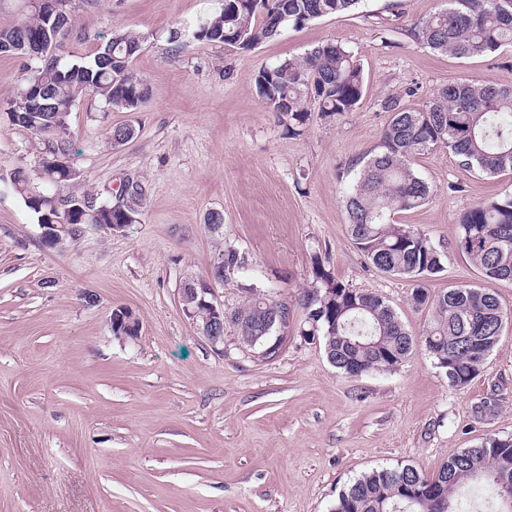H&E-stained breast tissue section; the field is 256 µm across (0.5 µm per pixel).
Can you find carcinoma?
I'll list each match as a JSON object with an SVG mask.
<instances>
[{
    "label": "carcinoma",
    "instance_id": "cac0c4a2",
    "mask_svg": "<svg viewBox=\"0 0 512 512\" xmlns=\"http://www.w3.org/2000/svg\"><path fill=\"white\" fill-rule=\"evenodd\" d=\"M359 0H273L262 11L227 0L224 10L207 19L195 38L224 43V34L239 33L232 46L252 51L277 36L288 24L301 27L326 16L349 12ZM414 36L431 49L457 57H480L512 46V0H448V8L418 21ZM73 20L57 29L39 10H32L16 26L0 30V54L16 58L42 43L56 51L54 59H30L24 86H36L46 108L25 112L19 95L6 103L9 122L45 140L40 177L56 189L76 179L71 166L68 136L71 107L86 93L99 96L113 109L135 112L151 97L148 83L132 69L143 37L115 29L89 61L64 62L57 55L69 38L82 39ZM259 97L276 110L288 100V132L297 135L307 126L312 108L323 119L335 120L354 110L364 93L362 68L354 53L340 42L319 44L300 59H288L259 69L255 79ZM390 120L378 144L361 157V169L346 194L348 233L354 246L377 270L419 282L413 304L431 310L422 334L424 346L437 368L448 374V385L464 388L480 373L487 356L498 346L505 312L495 292L486 288H451L432 295L420 281L443 271V251L395 214L429 202L431 187L419 176L414 161L438 146L447 147L461 166L489 176L512 173V88L481 82L453 84L442 89L429 105L411 108L402 97L384 102ZM12 189L37 216L52 224L64 215L54 194L36 192L24 170L14 173ZM86 212L73 224H134L138 200L123 207L83 196ZM457 251L488 281L512 282V197L487 199L465 211L458 221ZM224 261V277L249 271L248 258L235 248L217 254ZM315 286L302 297L305 322L300 336L318 337L327 358L348 377L371 371L397 370L410 355L415 338L393 308L380 296L347 287L315 263ZM249 296L224 310V325L249 348H264L259 324L275 327L282 316L278 300L246 289ZM512 438L489 436L472 448L448 458L427 476L409 464L373 469L343 490L331 512H462L459 491L468 485L489 490L494 512H512Z\"/></svg>",
    "mask_w": 512,
    "mask_h": 512
}]
</instances>
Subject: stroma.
<instances>
[{"instance_id": "1", "label": "stroma", "mask_w": 512, "mask_h": 512, "mask_svg": "<svg viewBox=\"0 0 512 512\" xmlns=\"http://www.w3.org/2000/svg\"><path fill=\"white\" fill-rule=\"evenodd\" d=\"M448 0H360L352 11L286 27L250 52L201 41L198 24L224 0H69L82 40L64 60L90 58L101 35L124 27L142 46L133 70L151 88L136 112L80 97L68 117L78 187L118 203L137 183V223L108 235L87 228L68 250L45 247L35 215L8 181L25 169L32 187L41 137L0 119V512H330L339 492L375 468L424 474L489 436H512V283L492 288L508 314L498 347L464 388L448 384L423 345L391 373L341 375L322 347L300 336L314 262L348 287L381 296L420 337L428 308L413 281L382 274L348 235L343 196L354 163L389 120L390 96L425 107L451 84L512 88V49L458 58L416 41L417 20ZM338 41L365 79L356 109L301 135L258 97L264 65L302 58ZM136 135L113 145L110 127ZM433 188L423 207L398 214L444 251L431 294L481 282L455 248L460 215L512 196V174L462 168L440 146L419 156ZM224 216L221 232L206 223ZM251 270L216 284L225 307L254 285L287 302L278 354L262 359L226 330L207 342L179 303L185 282L206 280L220 249ZM139 318L137 338L114 336L113 310ZM496 406L480 416L482 405Z\"/></svg>"}]
</instances>
